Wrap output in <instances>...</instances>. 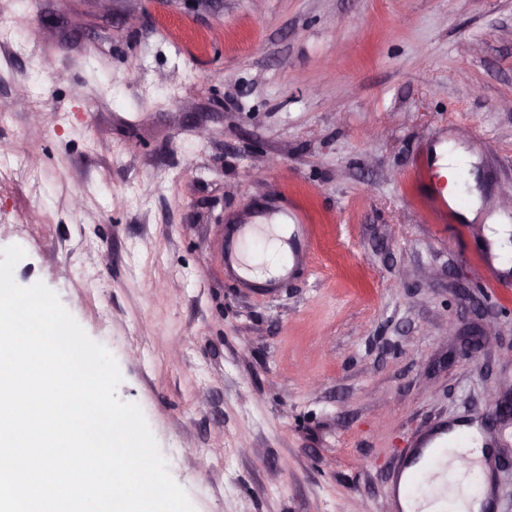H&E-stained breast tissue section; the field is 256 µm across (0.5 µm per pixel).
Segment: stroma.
<instances>
[{
    "label": "stroma",
    "instance_id": "1",
    "mask_svg": "<svg viewBox=\"0 0 512 512\" xmlns=\"http://www.w3.org/2000/svg\"><path fill=\"white\" fill-rule=\"evenodd\" d=\"M0 249L115 357L195 512H388L399 455L479 423L512 512V0H0ZM475 156L464 235L411 176ZM273 164L255 175L264 158ZM262 167V166H261ZM301 215L316 249L269 287L230 228ZM484 330L474 359L461 336ZM485 234L491 242L493 251L500 255H505L507 251L506 239L509 238V232L512 228L509 224H499L495 218L487 221Z\"/></svg>",
    "mask_w": 512,
    "mask_h": 512
}]
</instances>
